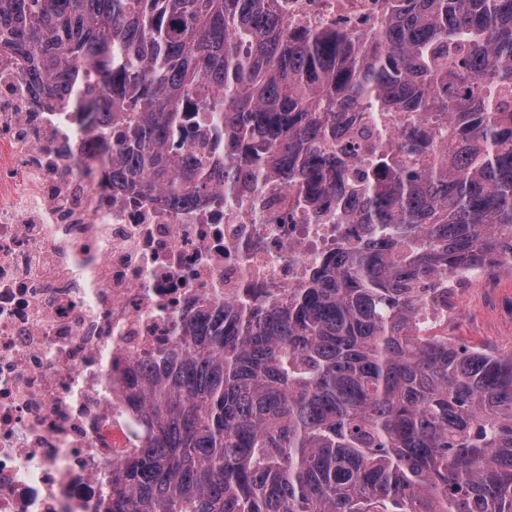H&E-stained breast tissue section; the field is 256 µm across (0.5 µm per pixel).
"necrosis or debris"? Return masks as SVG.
<instances>
[{"mask_svg": "<svg viewBox=\"0 0 512 512\" xmlns=\"http://www.w3.org/2000/svg\"><path fill=\"white\" fill-rule=\"evenodd\" d=\"M98 145L0 51V512H104L145 438L143 361L189 317L286 300L369 238L276 179L172 207L113 185Z\"/></svg>", "mask_w": 512, "mask_h": 512, "instance_id": "obj_1", "label": "necrosis or debris"}]
</instances>
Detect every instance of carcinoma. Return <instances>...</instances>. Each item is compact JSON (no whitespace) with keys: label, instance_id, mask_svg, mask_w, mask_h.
<instances>
[{"label":"carcinoma","instance_id":"obj_1","mask_svg":"<svg viewBox=\"0 0 512 512\" xmlns=\"http://www.w3.org/2000/svg\"><path fill=\"white\" fill-rule=\"evenodd\" d=\"M0 0V49L97 128L112 181L179 206L279 177L375 235L286 301L187 320L145 364L146 443L110 512H512V356L428 334L450 275L512 255V0ZM405 112L351 180L345 133Z\"/></svg>","mask_w":512,"mask_h":512}]
</instances>
